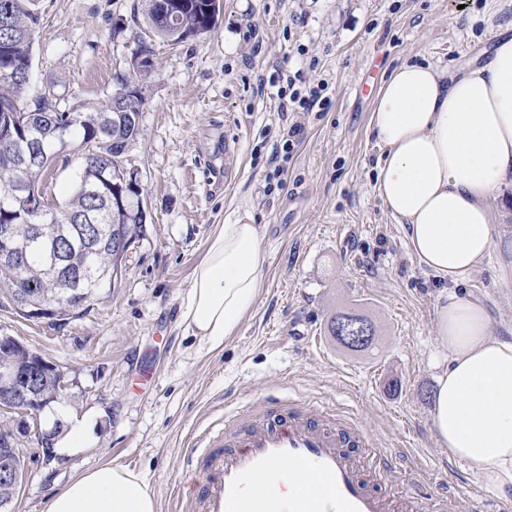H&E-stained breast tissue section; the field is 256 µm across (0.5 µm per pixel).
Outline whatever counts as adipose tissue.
<instances>
[{
  "mask_svg": "<svg viewBox=\"0 0 512 512\" xmlns=\"http://www.w3.org/2000/svg\"><path fill=\"white\" fill-rule=\"evenodd\" d=\"M370 127L385 153L375 192L403 219L413 257L441 282L463 283L494 245L492 212L512 183V23L499 25L486 63L460 74L405 63L380 87ZM263 280L260 227L218 225L182 303L187 331L223 344L256 302ZM444 352L431 424L453 457L512 495V340L492 335L481 303L450 293L437 313ZM46 512H157L143 478L105 464L50 497Z\"/></svg>",
  "mask_w": 512,
  "mask_h": 512,
  "instance_id": "ef3b65f1",
  "label": "adipose tissue"
}]
</instances>
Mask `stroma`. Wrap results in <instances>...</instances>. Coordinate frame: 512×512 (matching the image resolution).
<instances>
[{
	"instance_id": "stroma-1",
	"label": "stroma",
	"mask_w": 512,
	"mask_h": 512,
	"mask_svg": "<svg viewBox=\"0 0 512 512\" xmlns=\"http://www.w3.org/2000/svg\"><path fill=\"white\" fill-rule=\"evenodd\" d=\"M134 0H37L29 91L55 85L68 100H107L149 44L142 137L128 151L141 173L148 235L128 250L126 274L87 314L62 326L0 308L9 335L51 360L70 384L45 410L60 425L52 461L35 437L18 440L25 479L12 512H45L51 494L112 463L145 477L159 512L206 427L257 393L293 392L335 402L370 425L397 464L433 472L421 485L460 492L474 512L505 499L476 467H461L430 422L446 285L412 256L403 222L374 190L384 153L369 126L383 80L404 63L455 72L482 59L496 24L489 0H223L216 28L171 47L133 19ZM329 83V111L303 119L304 138L271 174L269 156L292 113L260 91L277 67ZM71 148L51 164L46 190L64 204L80 172ZM247 212L261 227L264 277L235 336L209 349L186 332L181 300L217 225ZM490 256L458 291L480 300L494 335L512 337V188L495 211ZM372 321L373 345L352 351L330 331L339 313ZM150 367L145 390L134 377ZM88 437L71 448L75 424Z\"/></svg>"
}]
</instances>
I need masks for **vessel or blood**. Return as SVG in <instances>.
I'll list each match as a JSON object with an SVG mask.
<instances>
[{"mask_svg":"<svg viewBox=\"0 0 512 512\" xmlns=\"http://www.w3.org/2000/svg\"><path fill=\"white\" fill-rule=\"evenodd\" d=\"M421 477L357 417L267 393L196 437L172 497L176 512H422Z\"/></svg>","mask_w":512,"mask_h":512,"instance_id":"1","label":"vessel or blood"}]
</instances>
